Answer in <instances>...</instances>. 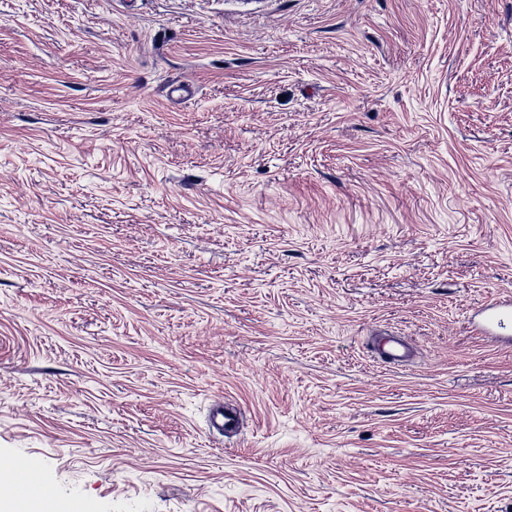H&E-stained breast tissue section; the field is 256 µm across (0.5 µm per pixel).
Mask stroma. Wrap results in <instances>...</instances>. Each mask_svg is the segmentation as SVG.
<instances>
[{"mask_svg": "<svg viewBox=\"0 0 512 512\" xmlns=\"http://www.w3.org/2000/svg\"><path fill=\"white\" fill-rule=\"evenodd\" d=\"M509 293L512 0H0V458L85 512H512ZM479 315L485 317L489 328H497L500 331L507 330L512 324V302L493 301L482 308ZM375 352L379 359L390 364L406 363L414 357L413 347L401 336L378 337ZM208 427L212 433H216L222 438L234 437L241 427L239 408L226 400L215 402L210 407Z\"/></svg>", "mask_w": 512, "mask_h": 512, "instance_id": "35a3bbf8", "label": "stroma"}]
</instances>
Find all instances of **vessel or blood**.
I'll use <instances>...</instances> for the list:
<instances>
[{
  "label": "vessel or blood",
  "instance_id": "b4317fda",
  "mask_svg": "<svg viewBox=\"0 0 512 512\" xmlns=\"http://www.w3.org/2000/svg\"><path fill=\"white\" fill-rule=\"evenodd\" d=\"M482 314L489 327L499 330L512 328V302L493 301L486 304ZM375 352L379 359L390 364L409 362L414 357V349L399 336H381L375 341ZM208 427L219 436L231 438L241 427L239 408L226 401L212 404L209 411ZM0 472L5 473L11 482L22 488H30L42 496L45 512H84L79 496L58 498L52 492L54 479L51 472L37 460L28 456H14L0 462Z\"/></svg>",
  "mask_w": 512,
  "mask_h": 512
}]
</instances>
